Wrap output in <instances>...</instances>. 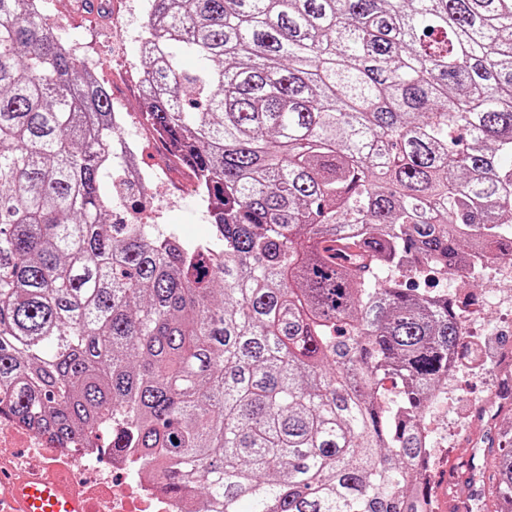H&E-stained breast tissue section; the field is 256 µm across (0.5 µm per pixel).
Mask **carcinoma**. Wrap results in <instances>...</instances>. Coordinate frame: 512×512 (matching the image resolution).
Segmentation results:
<instances>
[{
  "label": "carcinoma",
  "mask_w": 512,
  "mask_h": 512,
  "mask_svg": "<svg viewBox=\"0 0 512 512\" xmlns=\"http://www.w3.org/2000/svg\"><path fill=\"white\" fill-rule=\"evenodd\" d=\"M145 14L142 121L208 240L112 222L110 89L0 0V416L106 433L194 512H423L426 395L475 349L459 302L408 282L512 257V0ZM488 480L512 512V448Z\"/></svg>",
  "instance_id": "cac0c4a2"
}]
</instances>
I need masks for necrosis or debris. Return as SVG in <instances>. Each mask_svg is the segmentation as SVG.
Returning a JSON list of instances; mask_svg holds the SVG:
<instances>
[{
  "label": "necrosis or debris",
  "mask_w": 512,
  "mask_h": 512,
  "mask_svg": "<svg viewBox=\"0 0 512 512\" xmlns=\"http://www.w3.org/2000/svg\"><path fill=\"white\" fill-rule=\"evenodd\" d=\"M53 479L74 493L85 512H190L188 498L169 494L160 474L146 475L136 459L106 455L74 439L60 443L34 425L0 418V500L12 481Z\"/></svg>",
  "instance_id": "obj_1"
}]
</instances>
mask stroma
<instances>
[{
  "label": "stroma",
  "instance_id": "35a3bbf8",
  "mask_svg": "<svg viewBox=\"0 0 512 512\" xmlns=\"http://www.w3.org/2000/svg\"><path fill=\"white\" fill-rule=\"evenodd\" d=\"M47 23L60 36L77 35L80 53L96 68L102 82L112 91L113 106L122 108L128 119L120 126L121 138L135 137L140 143L139 164L157 173L146 195L127 199L128 210L146 209L157 223L169 225L189 239H204L211 233L207 205L187 170L169 156L161 142L144 128L139 117L145 103L136 86V74L143 68L141 38L145 15L142 0H104L101 9L81 11L76 0H55ZM122 16L123 26L112 24ZM472 311L471 344H485L484 358L464 360L448 385L451 393L446 406L424 414L422 425L432 427L446 453L434 472L442 474L447 465L458 469L449 496L467 494L472 512H483L488 486L484 473L490 471V449L512 447V405H504L505 393L512 392V371L505 373L501 363L512 347V308L496 306L488 281L466 287Z\"/></svg>",
  "mask_w": 512,
  "mask_h": 512
}]
</instances>
